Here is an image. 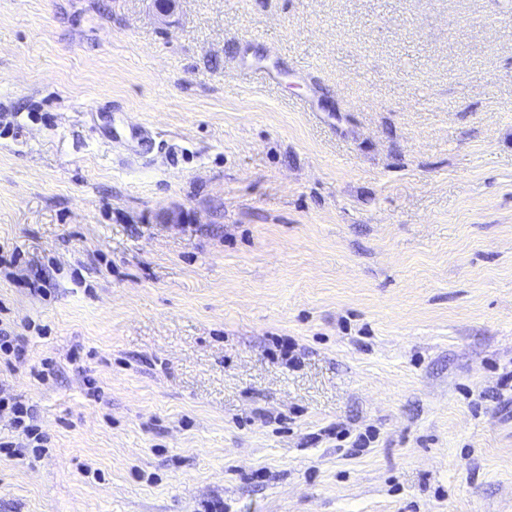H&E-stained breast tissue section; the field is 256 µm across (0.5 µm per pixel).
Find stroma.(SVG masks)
Here are the masks:
<instances>
[{
  "label": "stroma",
  "instance_id": "stroma-1",
  "mask_svg": "<svg viewBox=\"0 0 512 512\" xmlns=\"http://www.w3.org/2000/svg\"><path fill=\"white\" fill-rule=\"evenodd\" d=\"M0 512H512V0H0ZM9 408L12 414L14 415L13 424L17 428H23V434L26 435L29 439L35 441L38 445L32 448H41L39 443L42 441V436L36 432L33 426L25 425V416L31 415L33 411L31 405H26L22 401H18L16 399H5L0 398V409Z\"/></svg>",
  "mask_w": 512,
  "mask_h": 512
}]
</instances>
